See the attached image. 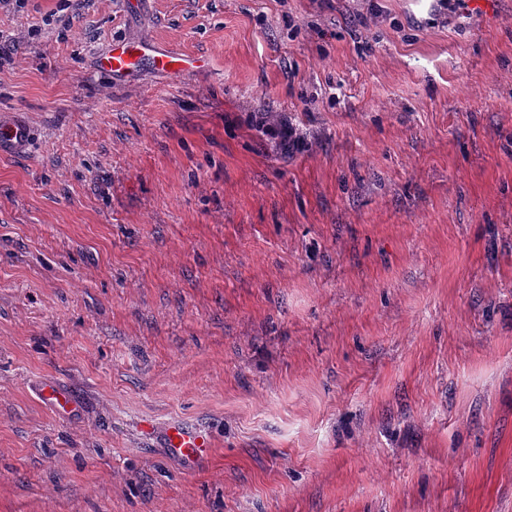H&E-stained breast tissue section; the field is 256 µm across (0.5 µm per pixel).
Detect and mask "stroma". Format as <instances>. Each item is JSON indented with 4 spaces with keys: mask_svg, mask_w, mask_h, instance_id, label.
<instances>
[{
    "mask_svg": "<svg viewBox=\"0 0 512 512\" xmlns=\"http://www.w3.org/2000/svg\"><path fill=\"white\" fill-rule=\"evenodd\" d=\"M436 7L0 8V512H512V0ZM199 58L176 53L150 38H123L112 41L110 49L96 60L98 70L112 80L131 81L149 66L165 73L196 72ZM35 137V129L24 112L0 113V157L26 153ZM43 402L51 406L59 415H70L75 412V403L68 392L56 384H46L40 390ZM165 447L187 466L194 467L206 459L212 451L208 433L193 427L174 424L165 431Z\"/></svg>",
    "mask_w": 512,
    "mask_h": 512,
    "instance_id": "35a3bbf8",
    "label": "stroma"
}]
</instances>
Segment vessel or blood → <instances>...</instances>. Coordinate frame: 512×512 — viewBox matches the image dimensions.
Returning a JSON list of instances; mask_svg holds the SVG:
<instances>
[{"instance_id": "1", "label": "vessel or blood", "mask_w": 512, "mask_h": 512, "mask_svg": "<svg viewBox=\"0 0 512 512\" xmlns=\"http://www.w3.org/2000/svg\"><path fill=\"white\" fill-rule=\"evenodd\" d=\"M96 66L111 79L131 81L146 66L160 72L180 74L198 71L201 64L199 58L168 50L152 39L123 38L113 41L110 49L97 59ZM35 137V129L25 113H0V157L26 153ZM40 396L57 414L69 415L75 410L70 394L57 385H45ZM165 446L190 467L206 459L212 451L208 433L180 424L168 427Z\"/></svg>"}]
</instances>
